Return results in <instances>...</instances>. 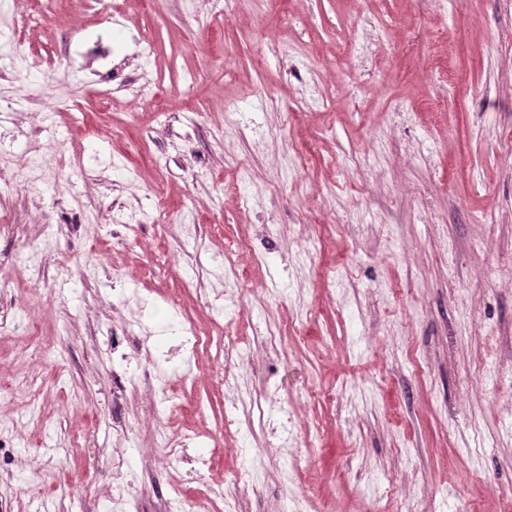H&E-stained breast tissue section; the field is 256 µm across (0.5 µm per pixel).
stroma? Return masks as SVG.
<instances>
[{
	"instance_id": "obj_1",
	"label": "stroma",
	"mask_w": 512,
	"mask_h": 512,
	"mask_svg": "<svg viewBox=\"0 0 512 512\" xmlns=\"http://www.w3.org/2000/svg\"><path fill=\"white\" fill-rule=\"evenodd\" d=\"M119 2L163 111L98 92L92 0H42L0 80V512H112L119 454L133 512H224L236 475L239 512H512V0ZM156 202L171 225L112 220ZM228 265L239 303L205 305ZM131 321L170 374L199 338L170 401L128 388ZM25 51L21 43L15 41L7 34L2 36L0 42V68L2 73H9L15 82H25L28 80L26 68L19 67L18 64L23 60ZM229 340V339H228ZM244 357L239 347L230 340L224 345V388L240 392L238 383L239 370L244 365ZM193 441V436H170L164 430L156 429L154 434V444L159 449L160 454L166 458L170 463L177 464L183 462H191L194 464H205V459L196 457H187V448H190V443Z\"/></svg>"
}]
</instances>
